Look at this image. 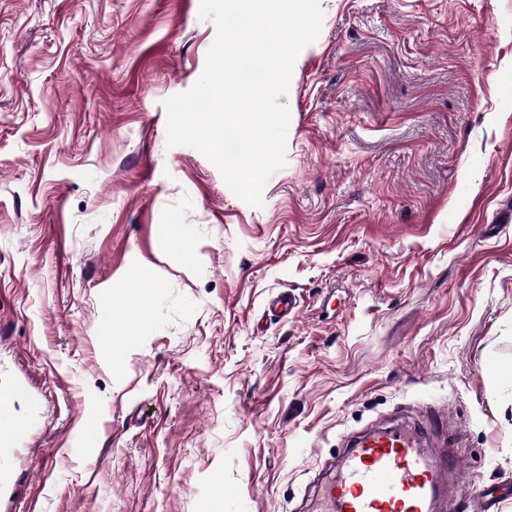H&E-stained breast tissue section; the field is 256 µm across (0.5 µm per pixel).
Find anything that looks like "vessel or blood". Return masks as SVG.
<instances>
[{
	"instance_id": "1",
	"label": "vessel or blood",
	"mask_w": 512,
	"mask_h": 512,
	"mask_svg": "<svg viewBox=\"0 0 512 512\" xmlns=\"http://www.w3.org/2000/svg\"><path fill=\"white\" fill-rule=\"evenodd\" d=\"M431 437L429 427L404 422L350 436L306 512H438L457 462L427 454Z\"/></svg>"
}]
</instances>
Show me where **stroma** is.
Masks as SVG:
<instances>
[{
	"mask_svg": "<svg viewBox=\"0 0 512 512\" xmlns=\"http://www.w3.org/2000/svg\"><path fill=\"white\" fill-rule=\"evenodd\" d=\"M320 5L253 207L166 144L200 0H0V512H292L402 421L512 483V0Z\"/></svg>",
	"mask_w": 512,
	"mask_h": 512,
	"instance_id": "stroma-1",
	"label": "stroma"
}]
</instances>
